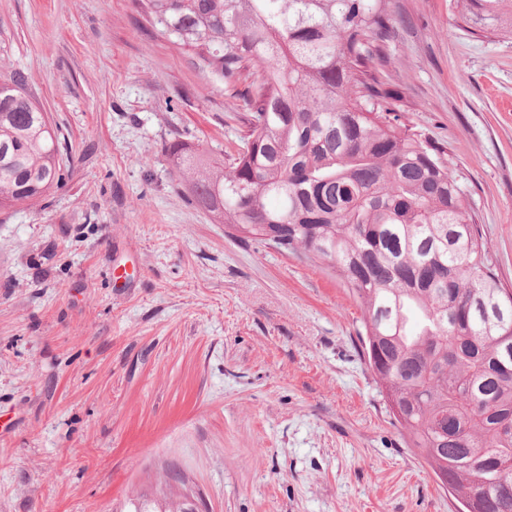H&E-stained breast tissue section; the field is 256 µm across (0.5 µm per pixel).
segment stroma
<instances>
[{"instance_id":"stroma-1","label":"stroma","mask_w":512,"mask_h":512,"mask_svg":"<svg viewBox=\"0 0 512 512\" xmlns=\"http://www.w3.org/2000/svg\"><path fill=\"white\" fill-rule=\"evenodd\" d=\"M382 70L445 147L512 288V40L452 0H393ZM62 180L0 210V512H119L180 473L209 512H457L406 447L323 266L227 235L176 187L179 139L248 116L138 0H0Z\"/></svg>"}]
</instances>
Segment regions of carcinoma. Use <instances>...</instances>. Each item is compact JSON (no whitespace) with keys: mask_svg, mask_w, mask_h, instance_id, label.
<instances>
[{"mask_svg":"<svg viewBox=\"0 0 512 512\" xmlns=\"http://www.w3.org/2000/svg\"><path fill=\"white\" fill-rule=\"evenodd\" d=\"M250 112L226 160L175 140L177 186L242 241L301 253L362 309L358 336L393 417L461 512H512V291L443 148L402 126L371 71L391 0H143ZM512 37V0H457ZM61 181L48 114L0 78V209ZM120 512H194L140 495Z\"/></svg>","mask_w":512,"mask_h":512,"instance_id":"carcinoma-1","label":"carcinoma"}]
</instances>
